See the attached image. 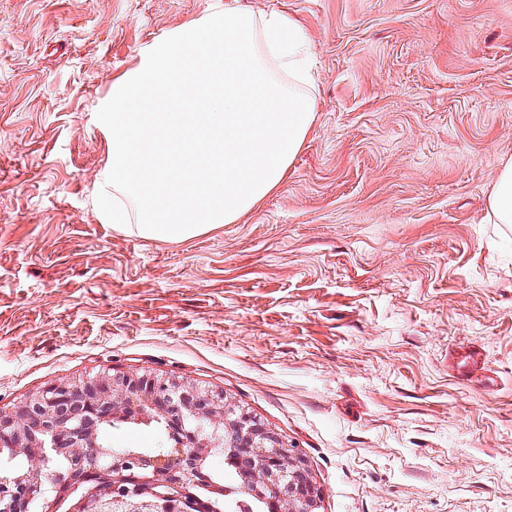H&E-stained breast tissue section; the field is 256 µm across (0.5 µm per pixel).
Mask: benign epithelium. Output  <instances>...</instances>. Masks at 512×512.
<instances>
[{"label":"benign epithelium","mask_w":512,"mask_h":512,"mask_svg":"<svg viewBox=\"0 0 512 512\" xmlns=\"http://www.w3.org/2000/svg\"><path fill=\"white\" fill-rule=\"evenodd\" d=\"M116 419L161 420L178 443L165 455L118 454L99 443L100 427ZM48 446L70 462L61 484L42 473L51 462ZM226 448L236 454L244 491L277 492L268 500L271 512H319L323 490L302 451L224 392L187 379L108 369L0 408V454L28 463L0 477V512H29L38 498L51 499L55 508L71 499L65 512H147L150 502L142 496L184 503L190 485L216 489L210 464Z\"/></svg>","instance_id":"obj_1"}]
</instances>
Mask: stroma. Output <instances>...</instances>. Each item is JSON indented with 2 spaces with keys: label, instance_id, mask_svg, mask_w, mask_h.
<instances>
[{
  "label": "stroma",
  "instance_id": "1",
  "mask_svg": "<svg viewBox=\"0 0 512 512\" xmlns=\"http://www.w3.org/2000/svg\"><path fill=\"white\" fill-rule=\"evenodd\" d=\"M212 2L0 0V407L184 377L296 444L321 512H512V0H232L305 30L315 122L236 223L145 239L91 204L94 114ZM494 224H512V163L500 171L489 199Z\"/></svg>",
  "mask_w": 512,
  "mask_h": 512
}]
</instances>
